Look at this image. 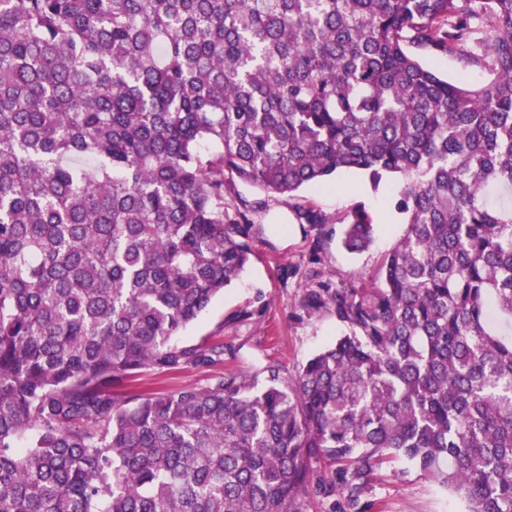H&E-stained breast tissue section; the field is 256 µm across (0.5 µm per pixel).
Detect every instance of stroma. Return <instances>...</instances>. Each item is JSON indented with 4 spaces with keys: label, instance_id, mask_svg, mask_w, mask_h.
<instances>
[{
    "label": "stroma",
    "instance_id": "stroma-1",
    "mask_svg": "<svg viewBox=\"0 0 512 512\" xmlns=\"http://www.w3.org/2000/svg\"><path fill=\"white\" fill-rule=\"evenodd\" d=\"M400 184L387 177L372 188L366 174L344 172L326 186L301 192L300 202L312 206L325 220L322 233H304L287 201H273L240 184L228 202L245 207L259 230L254 254L243 277L215 298L197 321L183 332L182 341L196 343L210 336L224 339V368L247 370L277 361L296 371L317 350L343 331L335 317L303 309L306 291L317 281L335 286L371 288L378 281L382 260L402 237L406 226L385 199ZM363 203L375 223L372 246L349 252L340 231L351 207ZM211 371L190 368L157 377L139 376L133 390L171 391L205 384ZM378 512H464V504L438 483L406 463L382 468L364 494Z\"/></svg>",
    "mask_w": 512,
    "mask_h": 512
}]
</instances>
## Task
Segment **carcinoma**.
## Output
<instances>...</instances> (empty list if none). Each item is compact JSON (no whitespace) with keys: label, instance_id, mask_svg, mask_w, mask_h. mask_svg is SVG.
<instances>
[{"label":"carcinoma","instance_id":"carcinoma-1","mask_svg":"<svg viewBox=\"0 0 512 512\" xmlns=\"http://www.w3.org/2000/svg\"><path fill=\"white\" fill-rule=\"evenodd\" d=\"M486 69L451 82L421 58ZM347 170L405 216L347 332L294 374L177 337L278 201ZM512 0H0V512H349L405 459L512 512ZM357 203L341 238L373 241Z\"/></svg>","mask_w":512,"mask_h":512}]
</instances>
